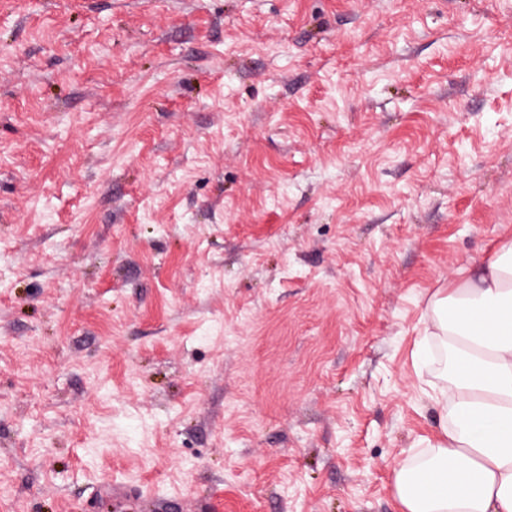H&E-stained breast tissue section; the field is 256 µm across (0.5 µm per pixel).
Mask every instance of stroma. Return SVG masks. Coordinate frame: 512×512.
<instances>
[{
	"instance_id": "35a3bbf8",
	"label": "stroma",
	"mask_w": 512,
	"mask_h": 512,
	"mask_svg": "<svg viewBox=\"0 0 512 512\" xmlns=\"http://www.w3.org/2000/svg\"><path fill=\"white\" fill-rule=\"evenodd\" d=\"M509 241L512 0H0V512H399Z\"/></svg>"
}]
</instances>
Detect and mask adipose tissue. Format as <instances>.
<instances>
[{
  "instance_id": "adipose-tissue-1",
  "label": "adipose tissue",
  "mask_w": 512,
  "mask_h": 512,
  "mask_svg": "<svg viewBox=\"0 0 512 512\" xmlns=\"http://www.w3.org/2000/svg\"><path fill=\"white\" fill-rule=\"evenodd\" d=\"M430 341L453 355L428 454L396 471L400 512H512V243L430 299Z\"/></svg>"
}]
</instances>
